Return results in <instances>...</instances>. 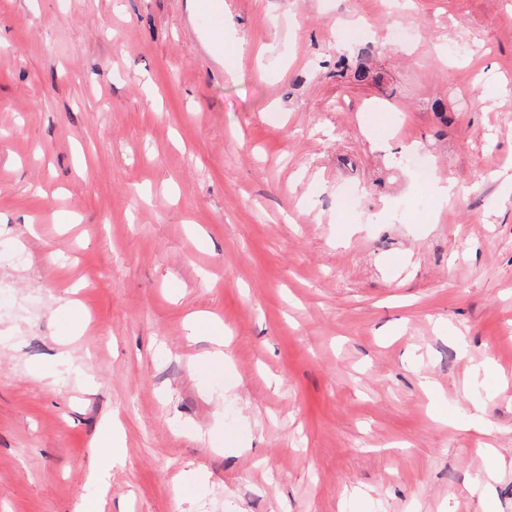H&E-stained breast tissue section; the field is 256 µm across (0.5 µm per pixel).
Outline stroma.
Listing matches in <instances>:
<instances>
[{
	"mask_svg": "<svg viewBox=\"0 0 512 512\" xmlns=\"http://www.w3.org/2000/svg\"><path fill=\"white\" fill-rule=\"evenodd\" d=\"M1 286L0 512H512V0H0ZM376 47L371 43L364 44L358 52L360 56L359 62L353 69L349 68V65L345 63L344 55H340L338 60L336 61V66L341 68L342 71H350L353 74L354 81L358 83H364L368 81L376 82L377 78L374 77L371 73V70L367 66L368 60L375 54ZM118 428L111 422L106 423L95 439V447L100 448L95 468L90 472L89 479L103 485L109 472L117 464L122 463L123 456L120 448Z\"/></svg>",
	"mask_w": 512,
	"mask_h": 512,
	"instance_id": "obj_1",
	"label": "stroma"
}]
</instances>
